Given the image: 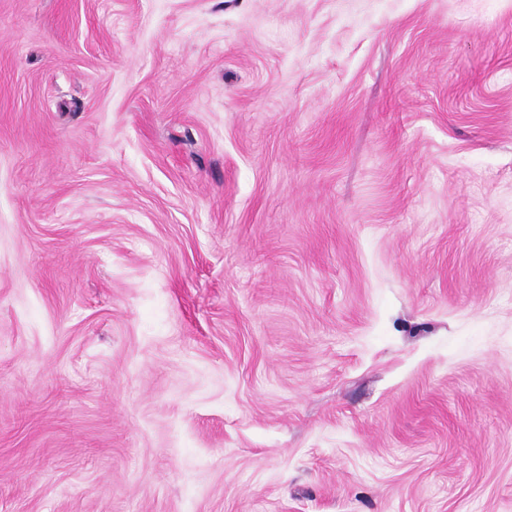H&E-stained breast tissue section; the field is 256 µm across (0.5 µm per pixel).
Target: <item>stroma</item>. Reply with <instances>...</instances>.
<instances>
[{
  "label": "stroma",
  "instance_id": "1",
  "mask_svg": "<svg viewBox=\"0 0 512 512\" xmlns=\"http://www.w3.org/2000/svg\"><path fill=\"white\" fill-rule=\"evenodd\" d=\"M0 512H512V0H0Z\"/></svg>",
  "mask_w": 512,
  "mask_h": 512
}]
</instances>
